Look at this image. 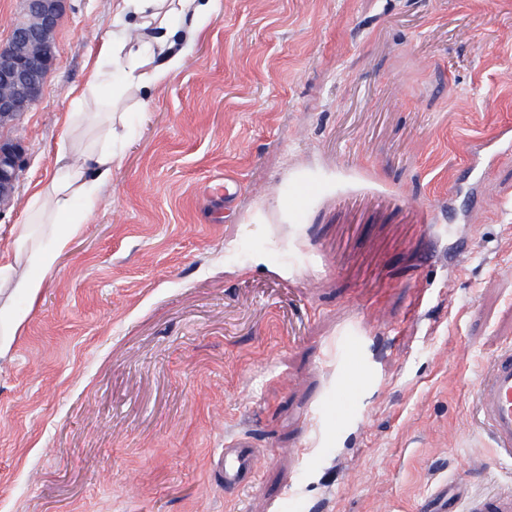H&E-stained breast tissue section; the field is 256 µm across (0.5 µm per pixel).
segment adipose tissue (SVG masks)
<instances>
[{
  "label": "adipose tissue",
  "mask_w": 512,
  "mask_h": 512,
  "mask_svg": "<svg viewBox=\"0 0 512 512\" xmlns=\"http://www.w3.org/2000/svg\"><path fill=\"white\" fill-rule=\"evenodd\" d=\"M218 0H115L112 22L100 40L97 60L75 101L61 137L57 167L28 200L29 216L15 225L0 251V357L23 328L26 316L14 311L15 298L35 305L55 271L60 254L83 231L89 214L120 166L115 144L124 138L117 104L129 90L161 83L186 60L178 41L194 42L211 22ZM125 60L118 84H110L108 64Z\"/></svg>",
  "instance_id": "1"
}]
</instances>
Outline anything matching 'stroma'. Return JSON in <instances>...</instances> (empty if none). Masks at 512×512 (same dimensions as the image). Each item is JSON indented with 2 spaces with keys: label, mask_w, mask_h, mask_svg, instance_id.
Returning <instances> with one entry per match:
<instances>
[{
  "label": "stroma",
  "mask_w": 512,
  "mask_h": 512,
  "mask_svg": "<svg viewBox=\"0 0 512 512\" xmlns=\"http://www.w3.org/2000/svg\"><path fill=\"white\" fill-rule=\"evenodd\" d=\"M112 7L67 0L41 97L0 127L24 149L1 248ZM141 97L0 358V512H418L460 474L512 494L472 404L512 342V150L480 183L467 152L512 130V0H220ZM299 170L331 188L298 227L278 191ZM303 246L323 267L289 279ZM243 435L257 477L229 494ZM248 437H238L224 443V487L235 489L253 483L257 471L254 461L259 456Z\"/></svg>",
  "instance_id": "35a3bbf8"
}]
</instances>
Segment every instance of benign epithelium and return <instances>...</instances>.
I'll return each instance as SVG.
<instances>
[{
	"instance_id": "1",
	"label": "benign epithelium",
	"mask_w": 512,
	"mask_h": 512,
	"mask_svg": "<svg viewBox=\"0 0 512 512\" xmlns=\"http://www.w3.org/2000/svg\"><path fill=\"white\" fill-rule=\"evenodd\" d=\"M67 0H24L25 20L0 47V124L28 111L54 66V32ZM23 168V147L0 139V207L13 197Z\"/></svg>"
}]
</instances>
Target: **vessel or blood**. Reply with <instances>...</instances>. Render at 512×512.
Wrapping results in <instances>:
<instances>
[{
	"instance_id": "1",
	"label": "vessel or blood",
	"mask_w": 512,
	"mask_h": 512,
	"mask_svg": "<svg viewBox=\"0 0 512 512\" xmlns=\"http://www.w3.org/2000/svg\"><path fill=\"white\" fill-rule=\"evenodd\" d=\"M322 189L321 181L307 172L297 173L282 188V212L301 223L307 207ZM473 412L486 429L495 448L512 460V343L490 356L489 366L473 393ZM257 450L249 438L238 437L224 444V486L234 489L254 482ZM421 512H512V495H472L463 478L439 484L420 505Z\"/></svg>"
}]
</instances>
